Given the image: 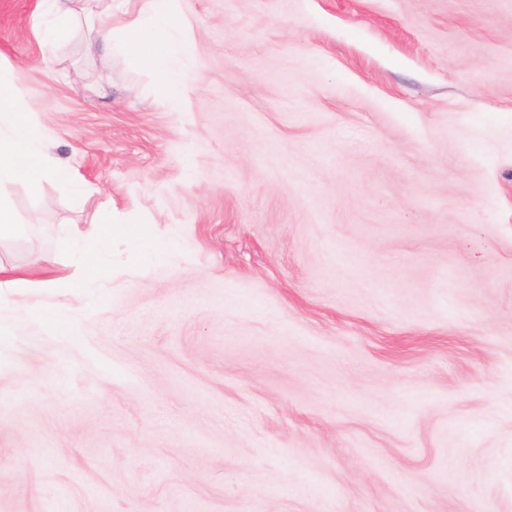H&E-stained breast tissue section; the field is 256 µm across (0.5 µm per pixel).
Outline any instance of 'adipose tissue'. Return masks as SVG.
<instances>
[{"instance_id": "ef3b65f1", "label": "adipose tissue", "mask_w": 512, "mask_h": 512, "mask_svg": "<svg viewBox=\"0 0 512 512\" xmlns=\"http://www.w3.org/2000/svg\"><path fill=\"white\" fill-rule=\"evenodd\" d=\"M36 29L43 41L52 46L63 44L73 25L94 27L100 12V0H43ZM176 0H141L134 24L121 31L102 33L104 43L122 38L127 51L137 57L155 76L156 95L177 103L186 86L191 46L183 40V24ZM48 131L29 111L26 99L9 80L0 77V191L23 182L39 189L47 177L70 184L66 171L57 168L41 149Z\"/></svg>"}]
</instances>
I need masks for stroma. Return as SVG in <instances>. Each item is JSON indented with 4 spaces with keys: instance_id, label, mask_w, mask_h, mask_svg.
Here are the masks:
<instances>
[{
    "instance_id": "35a3bbf8",
    "label": "stroma",
    "mask_w": 512,
    "mask_h": 512,
    "mask_svg": "<svg viewBox=\"0 0 512 512\" xmlns=\"http://www.w3.org/2000/svg\"><path fill=\"white\" fill-rule=\"evenodd\" d=\"M176 8L174 107L0 0L82 189L4 192L0 512H512V0ZM7 269L0 265V308L10 305L11 298L23 294L32 288H53L50 280H35L27 275L7 274Z\"/></svg>"
}]
</instances>
